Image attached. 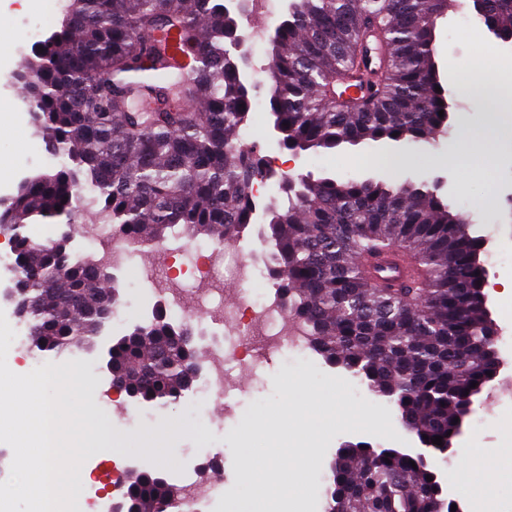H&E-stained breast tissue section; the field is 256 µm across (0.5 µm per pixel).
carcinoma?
Returning a JSON list of instances; mask_svg holds the SVG:
<instances>
[{"label": "carcinoma", "mask_w": 512, "mask_h": 512, "mask_svg": "<svg viewBox=\"0 0 512 512\" xmlns=\"http://www.w3.org/2000/svg\"><path fill=\"white\" fill-rule=\"evenodd\" d=\"M458 0H291L269 37L266 104L280 148L419 142L448 129L451 95L434 60L437 21ZM235 0H66L62 18L20 74L34 126L57 167L26 179L3 210L31 348L58 354L93 342L116 311L113 274L88 265L69 233L30 225L71 219L70 200L95 190L97 222L164 243L176 234L224 243L254 222L250 183L263 163L237 147L259 90L232 49ZM476 17L512 33V0H481ZM384 52L368 68L366 36ZM366 87L356 105L335 90ZM440 91H435V87ZM445 115H438L439 111ZM263 207L265 271L309 329L324 362L376 394L394 389L416 433L454 440L500 361L487 308L484 237L434 185L276 177ZM67 203H62V200ZM190 324L153 318L112 339L115 380L140 402L168 406L200 366ZM477 383L471 387V383ZM347 441L330 467L324 512H444L435 468L393 448ZM433 477L429 481L426 476ZM177 487L143 471L125 498L166 512Z\"/></svg>", "instance_id": "obj_1"}]
</instances>
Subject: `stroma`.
I'll list each match as a JSON object with an SVG mask.
<instances>
[{"instance_id": "obj_1", "label": "stroma", "mask_w": 512, "mask_h": 512, "mask_svg": "<svg viewBox=\"0 0 512 512\" xmlns=\"http://www.w3.org/2000/svg\"><path fill=\"white\" fill-rule=\"evenodd\" d=\"M53 0H0V157H9L13 166L0 172V204L6 203L16 191L19 182L31 175L46 171L57 164L56 158L26 166L28 148H42L35 133L31 115L17 111L23 91L15 81L31 49L16 40V32L26 21L50 16ZM271 14L266 15L260 36L249 40V66L246 74L250 82H266L263 71L267 63L268 37L281 21L289 0H273ZM471 7L449 13L437 27L435 60L444 83L453 94L448 132L418 142H377L372 144H345L321 153L303 152L294 155V173L317 179L332 175L341 179H374L388 183H427L438 186L440 195L452 209L461 211L474 231L489 242L488 255L496 264L489 268L490 278L512 280V146L499 151L495 166L486 170L476 166L462 172H453L454 162L449 148L460 139H468L473 153H483L494 146V134L487 114L474 111L473 101L478 92L488 90L502 99L505 130L512 132V85L500 86L489 82L479 84L474 73L463 72L465 63L473 62L476 51H484L502 66L512 65V42L497 40L485 26L474 25ZM131 285L128 305L123 308L119 323L108 326L97 339L95 349L88 353L93 361H100L111 337L124 333L133 323L142 319L144 308L156 302L149 283L139 278L137 265H129L121 273ZM182 303L193 309L190 324L197 335L201 366H208L211 358L223 352L229 339L222 326L210 320L200 305L193 289H186ZM503 341L496 348L505 363L499 377L478 399L474 419L466 420L462 435L453 442V454L434 456L433 466L444 484L457 495L471 498L484 491L488 503L480 512H512V432L501 435L484 432L482 448L488 449V469L495 472V480L466 485L460 482L462 452L471 445L469 433L475 419L495 421L512 408L500 402L499 395L512 390V323H506ZM302 379L312 392L338 388L337 401L325 404H293L283 407V387L286 381ZM249 394L235 399V419L224 415L223 402L201 401L187 395L179 403L154 408L153 421L139 429L140 434L151 435L156 447L175 451L173 461L155 459L154 467L166 475L169 482L181 484L186 473L187 459L200 463L197 476L200 481L222 484L224 500L220 512H228L239 489L241 448L251 450L252 463L263 468L268 465L282 443L303 446L307 434L302 426L306 410L322 411L331 420L329 429L314 443L316 454L307 469L298 471L296 480L301 506L298 512H324V491L329 466L337 448L346 441H366L383 448L407 450L417 445L416 437L399 423L393 406L373 394L365 384L339 373L326 365L319 355H312L300 364H284L281 356H273L257 371L249 373ZM254 422L252 434H244L243 421Z\"/></svg>"}]
</instances>
